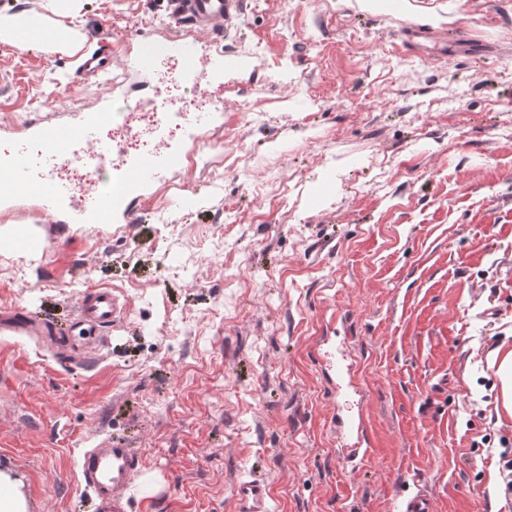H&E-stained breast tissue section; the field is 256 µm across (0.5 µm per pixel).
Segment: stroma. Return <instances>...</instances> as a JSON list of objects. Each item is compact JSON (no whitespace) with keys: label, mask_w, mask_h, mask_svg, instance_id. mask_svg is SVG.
Returning a JSON list of instances; mask_svg holds the SVG:
<instances>
[{"label":"stroma","mask_w":512,"mask_h":512,"mask_svg":"<svg viewBox=\"0 0 512 512\" xmlns=\"http://www.w3.org/2000/svg\"><path fill=\"white\" fill-rule=\"evenodd\" d=\"M18 11L73 43L0 47V156L39 149L32 123L223 108L182 144L203 165L129 220L61 230L30 193L0 212L31 240L0 242V312L63 328L95 287L124 306L80 361L0 330V470L29 512H92L76 460L106 436L144 459L128 512H234L248 473L274 512H398L420 489L434 512H512V0H241L220 35L165 0H0ZM461 27L479 53L445 50ZM177 31L242 66L193 92L133 68ZM103 38L112 76L83 79ZM358 419L373 449L352 465ZM498 374L502 384V406L512 415V350L501 356Z\"/></svg>","instance_id":"1"}]
</instances>
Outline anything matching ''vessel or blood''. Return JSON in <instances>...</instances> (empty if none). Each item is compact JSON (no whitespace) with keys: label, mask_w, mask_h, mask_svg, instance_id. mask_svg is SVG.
Segmentation results:
<instances>
[{"label":"vessel or blood","mask_w":512,"mask_h":512,"mask_svg":"<svg viewBox=\"0 0 512 512\" xmlns=\"http://www.w3.org/2000/svg\"><path fill=\"white\" fill-rule=\"evenodd\" d=\"M167 3L169 11L185 22L219 33L224 30L230 10L238 6L237 0H167ZM168 48L179 59L183 84L193 90L223 80L225 72L236 66L235 61L221 55L201 58L191 41L172 40ZM152 110L157 117L153 128L156 146L147 153H132L103 139V130L112 124L108 112L86 113L72 127L53 131L32 129V136L44 143L42 150L31 153L22 147L14 155L0 158V206H9L16 197L34 187L38 190V206L52 212L61 224H108L112 219L128 216L132 198L139 189L183 163L180 148L167 138L170 124L181 122L192 135L204 122L203 117L181 113L169 102L153 104ZM66 163H77L93 172L109 171L108 189L74 198L70 188L56 177L59 167ZM122 310L111 289L86 291L67 345L74 350L87 346L92 341L91 329L111 326ZM0 326L34 332L40 322L18 306L0 315ZM350 429L354 436L347 443L346 460L353 463L370 452L371 444L362 423L351 424ZM142 465V457L110 439L81 453L78 470L85 489L96 500L98 512H125L132 481ZM234 499L237 512H272L271 487L262 478L250 476L238 481Z\"/></svg>","instance_id":"obj_1"}]
</instances>
